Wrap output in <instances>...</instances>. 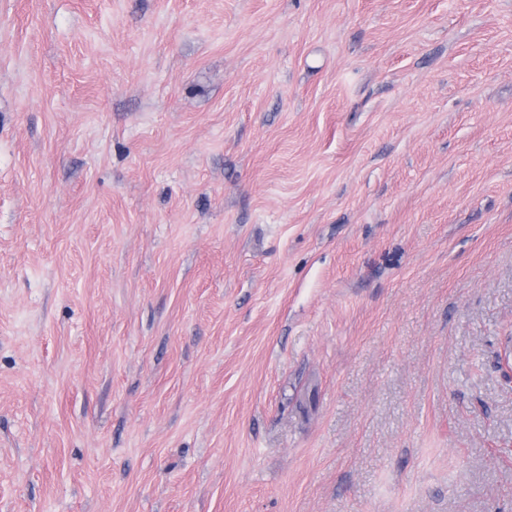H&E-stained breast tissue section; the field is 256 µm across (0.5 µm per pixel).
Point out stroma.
<instances>
[{"instance_id": "stroma-1", "label": "stroma", "mask_w": 512, "mask_h": 512, "mask_svg": "<svg viewBox=\"0 0 512 512\" xmlns=\"http://www.w3.org/2000/svg\"><path fill=\"white\" fill-rule=\"evenodd\" d=\"M0 512H512V0H0Z\"/></svg>"}]
</instances>
